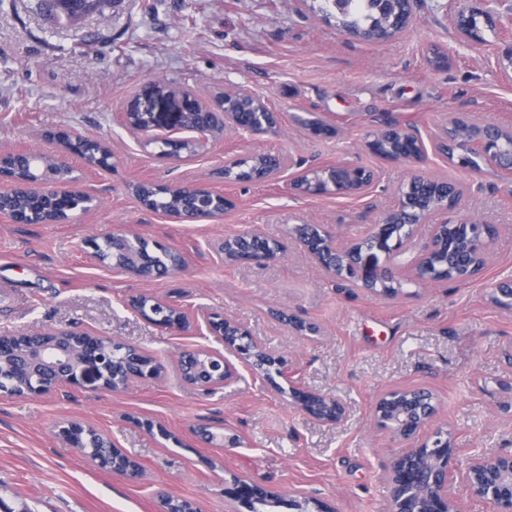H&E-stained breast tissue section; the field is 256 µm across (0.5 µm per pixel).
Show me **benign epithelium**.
Returning <instances> with one entry per match:
<instances>
[{"instance_id":"benign-epithelium-1","label":"benign epithelium","mask_w":512,"mask_h":512,"mask_svg":"<svg viewBox=\"0 0 512 512\" xmlns=\"http://www.w3.org/2000/svg\"><path fill=\"white\" fill-rule=\"evenodd\" d=\"M473 12L465 3H460L453 24L463 36H474L471 29ZM167 98L179 103L177 119L181 130L196 133L194 138L167 137L165 141L179 145L186 143L199 151L209 143L208 137L234 130L251 135L261 134L275 128L279 113L267 101L245 89L226 90L206 101L192 90H169ZM194 112L201 122L189 126L186 117ZM157 115L147 109L142 112L124 114L127 129L140 134L153 130ZM303 125L310 135L329 137L336 128L320 119H304ZM467 126L462 139L444 136L434 142L433 147L448 158H457V165L471 169V157L497 173L512 176V146L505 142L512 139V128L488 121L480 125L470 123L459 112L448 114V129ZM389 137L401 145L394 151L397 161L423 160L427 146L423 137L410 126L397 122H386L365 143L366 149L380 154L379 143ZM41 153L29 149L0 152V199L6 195L29 193L48 196L59 193L71 198L70 207L55 223L66 224L74 219V211L84 214L89 211L92 196L75 190L67 182L58 181L53 175L39 167ZM252 158L261 161V172L254 175L255 182L276 179L282 166V158L275 154L258 153ZM24 159L28 162L30 176L21 179L5 171L6 162ZM377 170L359 164L340 161L325 167H308L290 184V189L306 196L336 195L361 197L377 182ZM425 185L435 189L432 197L399 196L398 205L382 213L370 225L367 234L341 247L334 236L322 224H297L292 236L297 246L325 274L334 278H346L367 291L391 274L390 268L379 264L377 253L393 258L410 248H415L409 271L421 284L441 282L435 268L436 259L445 256L446 269L456 271L458 281H471L479 277L487 266L489 248L494 240L496 228L488 224L473 225L471 222L443 220L430 225L428 238L415 243L419 228L428 223L430 217L439 212H448L460 197L461 191L446 181L423 179ZM201 195L195 197L194 205L200 210V219L217 220L234 203L223 192L206 186H198ZM255 241H264L258 233L238 234L226 237L215 248L216 255L228 259L227 247L235 245L239 252L237 263L265 264L277 259L280 247L271 242L253 248ZM99 262L125 273H134L130 266L112 261L98 250L94 240L84 242ZM493 301L500 307L512 309V284H498L494 288ZM173 320L157 322L164 329L185 330L191 326L205 327L224 346V351L201 348L182 353L177 359V372L186 386L214 390L235 382L242 365L259 377L262 385L301 410L313 419L337 424L346 415L345 405L337 398L312 390L298 377L294 360L267 349L261 341L237 320L221 312L197 309L187 313L181 306L172 305ZM19 336L41 337L47 343L34 352L22 354L0 342V369L7 367L23 372L33 383L21 390H7L10 397L27 398L50 394L62 388H81L93 384L102 391L120 393L133 383L147 379L160 380L167 369L164 364L148 355L141 348L125 345L119 357L107 358L86 339H96L87 331L69 326L54 329L28 331ZM236 358L231 361L224 353ZM438 414L435 394L424 387H396L377 398L373 408V427L387 432L405 443L406 448L394 457L385 468L384 479L389 488L391 512H467L451 494V485L457 479L466 486L472 498L490 505V512H512V453L480 451L469 456L465 449L457 447L456 436L447 425L433 426ZM85 433L95 432L90 426L66 421L59 426V435L72 444L78 452L83 448L72 442L75 428ZM131 458L121 449L114 448L108 456L93 459L100 468L114 475L124 476L134 472L128 465ZM225 497L231 501L233 512H252L251 503L257 499L277 497L279 493L266 485L243 476L234 475L224 488ZM293 505L291 512H334L322 499L298 492L288 496Z\"/></svg>"}]
</instances>
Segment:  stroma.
Returning <instances> with one entry per match:
<instances>
[{"mask_svg":"<svg viewBox=\"0 0 512 512\" xmlns=\"http://www.w3.org/2000/svg\"><path fill=\"white\" fill-rule=\"evenodd\" d=\"M479 40L461 38L457 0H413V21L399 35L370 42L326 21L313 0H114L104 14L59 21L41 0H0V151L36 148L73 167L97 205L67 224H14L0 217V336L73 326L139 346L167 364L164 379L123 393L67 388L50 395H0V501L12 512H159L166 489L199 512H229L224 482L245 475L282 493L306 491L337 512H390L384 466L400 441L374 430L372 406L384 390L430 388L438 420L452 424L458 447L512 450V310L491 300L512 282V189L481 168L456 167L428 152L419 162L371 154L368 136L385 121L415 126L424 140L442 135L449 112L476 124H512V79L499 65L512 45V0H470ZM211 99L244 88L281 114L271 132L226 133L185 161L158 158L123 124L145 109L158 133L176 125L171 88ZM312 115L337 132L309 137L296 121ZM65 131L105 143L108 170L65 152ZM288 152L294 166L266 183L224 182L226 159ZM346 160L375 168L379 182L362 198L293 195L300 166ZM441 179L462 190L452 219L497 226L484 275L465 284L426 287L401 279L396 296L326 278L289 231L323 224L337 241L363 237L397 201L411 177ZM139 182L200 184L234 206L217 221L183 222L144 209ZM132 231L185 256L181 270L144 281L106 268L84 240ZM256 232L278 242V258L241 268L211 256L214 243ZM186 309L231 315L271 350L292 357L309 387L346 402V419L328 426L267 392L242 371L213 391L181 384V350L214 347L197 328L168 331L143 319L130 297L168 300ZM287 311L316 325L303 338L275 319ZM221 420L237 447L204 442L198 424ZM63 420L93 426L138 461L142 476H115L57 435Z\"/></svg>","mask_w":512,"mask_h":512,"instance_id":"obj_1","label":"stroma"}]
</instances>
